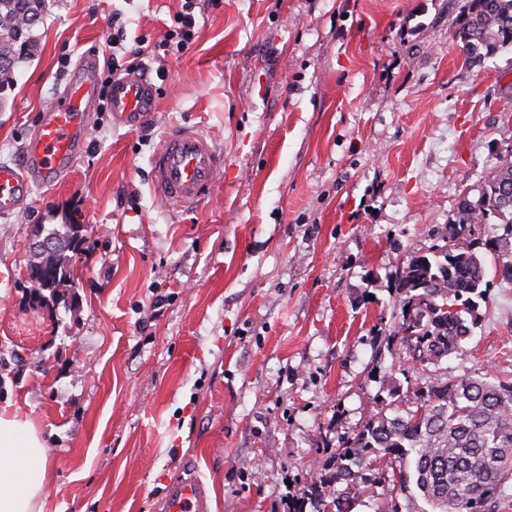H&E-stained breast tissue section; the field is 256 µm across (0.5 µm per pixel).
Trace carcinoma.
<instances>
[{
  "mask_svg": "<svg viewBox=\"0 0 512 512\" xmlns=\"http://www.w3.org/2000/svg\"><path fill=\"white\" fill-rule=\"evenodd\" d=\"M46 0H0V91L19 62L34 52V33ZM453 39L467 61L512 48V0H466ZM512 161L480 185L477 199L463 195L448 224V242L432 255H414L395 276L394 336L417 361L435 364L461 351L477 327L479 301L490 288L482 251L497 255L495 276L512 281ZM496 220L500 235L485 240L479 225ZM78 224H37L60 250L33 254V291L50 301L65 297L72 282L67 250L79 240ZM416 409L389 417L373 414L339 442L324 472L314 477L303 502L313 512H353L362 492L391 485L423 505L408 512H492L512 480V382L490 376L438 382L415 395Z\"/></svg>",
  "mask_w": 512,
  "mask_h": 512,
  "instance_id": "1",
  "label": "carcinoma"
}]
</instances>
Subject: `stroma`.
Instances as JSON below:
<instances>
[{
    "instance_id": "35a3bbf8",
    "label": "stroma",
    "mask_w": 512,
    "mask_h": 512,
    "mask_svg": "<svg viewBox=\"0 0 512 512\" xmlns=\"http://www.w3.org/2000/svg\"><path fill=\"white\" fill-rule=\"evenodd\" d=\"M465 3L200 0L193 44L163 51L180 0H47L0 91V166L115 29L143 41L158 102L130 131L98 101L68 179L0 214V411L47 443L43 512H156L188 467L212 512H288L378 402L512 382V283L490 286L463 354L418 363L392 337L397 268L512 161V49L465 63ZM185 124L224 155L187 215L150 189ZM70 220L71 300L33 303L32 227Z\"/></svg>"
}]
</instances>
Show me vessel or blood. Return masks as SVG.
Listing matches in <instances>:
<instances>
[{"label":"vessel or blood","mask_w":512,"mask_h":512,"mask_svg":"<svg viewBox=\"0 0 512 512\" xmlns=\"http://www.w3.org/2000/svg\"><path fill=\"white\" fill-rule=\"evenodd\" d=\"M98 69V58L84 57L31 134L24 165L0 167L1 213L18 208L32 187L52 186L70 175L87 142V114L97 98ZM155 106V89L140 72L113 80L109 110L115 127L137 128ZM223 169L224 156L212 140L199 128L183 126L155 152L151 189L160 200L190 212L211 192ZM158 512H212L205 483L195 471H182L169 482Z\"/></svg>","instance_id":"vessel-or-blood-1"}]
</instances>
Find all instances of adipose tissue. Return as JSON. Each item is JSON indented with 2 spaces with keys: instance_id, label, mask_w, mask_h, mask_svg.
Returning <instances> with one entry per match:
<instances>
[{
  "instance_id": "ef3b65f1",
  "label": "adipose tissue",
  "mask_w": 512,
  "mask_h": 512,
  "mask_svg": "<svg viewBox=\"0 0 512 512\" xmlns=\"http://www.w3.org/2000/svg\"><path fill=\"white\" fill-rule=\"evenodd\" d=\"M49 455L29 418L0 413V512H42Z\"/></svg>"
}]
</instances>
